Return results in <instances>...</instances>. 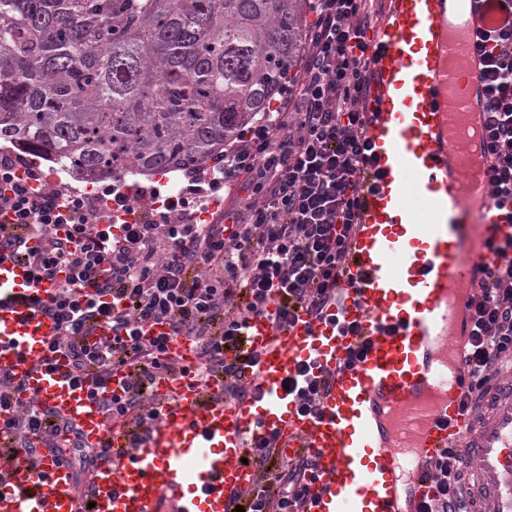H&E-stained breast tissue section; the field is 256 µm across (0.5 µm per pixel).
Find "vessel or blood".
<instances>
[{
	"instance_id": "obj_1",
	"label": "vessel or blood",
	"mask_w": 512,
	"mask_h": 512,
	"mask_svg": "<svg viewBox=\"0 0 512 512\" xmlns=\"http://www.w3.org/2000/svg\"><path fill=\"white\" fill-rule=\"evenodd\" d=\"M495 3L392 0L382 26L367 32L372 151L343 303L332 320L302 310L282 327L250 319L234 356L243 366L257 358L255 396L225 402L220 376L204 385L189 374L158 378L153 392L165 405L148 440L132 445L126 429L106 426L93 378L70 382L67 358L47 355L56 323L41 304L54 284L22 299L26 268L0 260V372L22 382L20 400L52 408L103 449L91 512H156L165 497L178 512H229L254 481L243 462L250 442L270 434L279 454L316 465L308 512H417L431 491L422 460L455 445L476 476L472 512H512V378L489 392L490 418L461 405L467 304L495 260L488 242L512 236L486 167L471 168L459 132L484 121L476 33L497 26ZM360 348L362 360L351 362ZM305 360L329 378L314 417L281 389ZM0 512H78L69 468L13 452L0 476Z\"/></svg>"
}]
</instances>
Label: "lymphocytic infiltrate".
<instances>
[{
    "label": "lymphocytic infiltrate",
    "mask_w": 512,
    "mask_h": 512,
    "mask_svg": "<svg viewBox=\"0 0 512 512\" xmlns=\"http://www.w3.org/2000/svg\"><path fill=\"white\" fill-rule=\"evenodd\" d=\"M316 2L301 72L274 117L253 127L222 166L180 189L110 185L89 195L49 183L35 167L18 172L0 155V255L27 269L29 287L57 281L43 306L58 324L48 351L68 358L71 381L90 373L103 388L115 369L127 368L121 392L101 407L108 423H129L133 443L147 439L160 414L153 380L187 372L168 357L171 340L192 339L197 380L223 375L225 398L240 400L256 388L227 354L251 317L269 315L280 327L297 311L322 319L340 304V272L365 189L359 167L371 150L366 100L374 72L364 35L375 0ZM499 7L503 22L477 44L488 101L483 144L498 205L512 201V0ZM234 180L238 193L225 201ZM495 250L498 263L468 302L467 409L485 397L501 359L512 357V240ZM219 315L224 329L211 333L207 324ZM148 322L164 324L166 334L143 339ZM286 382L299 412L319 413L325 372L305 361ZM21 387L0 373V434L35 463L42 448L51 449L86 498L102 449L85 446L52 410L19 402ZM461 461L456 446L426 461L436 492L420 512H469ZM248 462L255 480L243 495L245 512H308L310 459L277 460L270 436L251 447Z\"/></svg>",
    "instance_id": "obj_1"
}]
</instances>
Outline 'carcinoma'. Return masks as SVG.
<instances>
[{
	"label": "carcinoma",
	"instance_id": "carcinoma-1",
	"mask_svg": "<svg viewBox=\"0 0 512 512\" xmlns=\"http://www.w3.org/2000/svg\"><path fill=\"white\" fill-rule=\"evenodd\" d=\"M312 0H0V143L93 184L191 171L295 82Z\"/></svg>",
	"mask_w": 512,
	"mask_h": 512
}]
</instances>
